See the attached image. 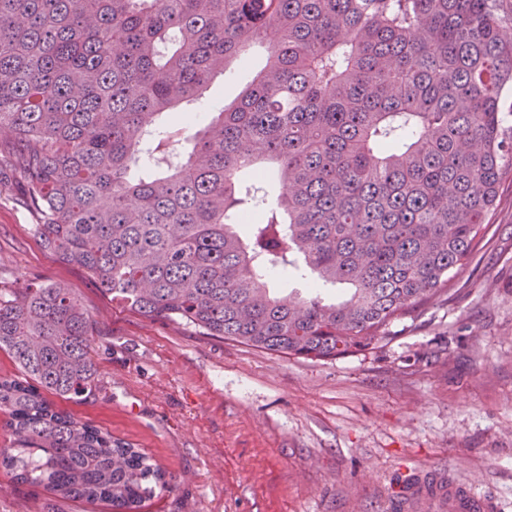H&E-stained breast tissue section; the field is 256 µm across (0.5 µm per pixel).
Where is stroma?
Segmentation results:
<instances>
[{
    "label": "stroma",
    "mask_w": 512,
    "mask_h": 512,
    "mask_svg": "<svg viewBox=\"0 0 512 512\" xmlns=\"http://www.w3.org/2000/svg\"><path fill=\"white\" fill-rule=\"evenodd\" d=\"M20 182L0 189V285L71 288L91 315L98 381L60 402L162 465L143 512H427L414 481L473 482L512 512V176L452 301L374 348L293 358L113 302L34 234ZM0 512H106L0 468Z\"/></svg>",
    "instance_id": "obj_1"
}]
</instances>
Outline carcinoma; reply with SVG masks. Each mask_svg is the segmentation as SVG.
<instances>
[{
    "mask_svg": "<svg viewBox=\"0 0 512 512\" xmlns=\"http://www.w3.org/2000/svg\"><path fill=\"white\" fill-rule=\"evenodd\" d=\"M499 2L0 0V173L25 182L44 246L128 310L296 358L367 349L452 298L512 169ZM255 44L265 64L235 99L183 110ZM245 176L280 192L244 194ZM290 269L308 296L273 292ZM90 336L70 289L0 287L22 374L0 380V464L140 512L171 490L163 468L53 402L92 394Z\"/></svg>",
    "mask_w": 512,
    "mask_h": 512,
    "instance_id": "cac0c4a2",
    "label": "carcinoma"
}]
</instances>
